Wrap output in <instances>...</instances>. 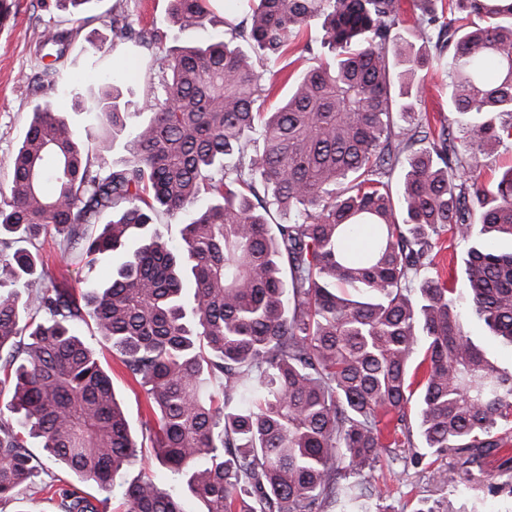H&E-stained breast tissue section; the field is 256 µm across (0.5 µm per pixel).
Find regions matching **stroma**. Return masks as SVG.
Instances as JSON below:
<instances>
[{
  "mask_svg": "<svg viewBox=\"0 0 512 512\" xmlns=\"http://www.w3.org/2000/svg\"><path fill=\"white\" fill-rule=\"evenodd\" d=\"M10 14L0 20V193L9 181L8 159L21 145L35 106L41 96L31 77L41 65L40 46L47 27L75 29L64 63L66 79L109 70L119 76L120 101L127 111H139L146 93L145 70L149 52L130 43L113 45L110 22L113 16L128 18L135 27L156 28L166 35L170 47L203 39L199 30L181 31L167 21L168 0H93L85 23H77L62 10L57 0H10ZM107 45L102 55L88 53L87 39ZM43 250L52 257L50 272L66 275L76 293H83L107 279L122 260L121 255L100 256L93 272L65 267L60 262L59 237L48 233L41 237ZM80 335L96 349L102 365L112 378L130 429L135 436L145 432L148 410L143 388L134 382L118 357L100 339L94 326H79ZM413 451L400 446L394 456L382 457L374 472L384 492L382 512H512V463L492 456L480 465L467 463L455 453L423 456L412 463Z\"/></svg>",
  "mask_w": 512,
  "mask_h": 512,
  "instance_id": "35a3bbf8",
  "label": "stroma"
}]
</instances>
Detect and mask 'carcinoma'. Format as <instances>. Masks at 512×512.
<instances>
[{"instance_id": "obj_1", "label": "carcinoma", "mask_w": 512, "mask_h": 512, "mask_svg": "<svg viewBox=\"0 0 512 512\" xmlns=\"http://www.w3.org/2000/svg\"><path fill=\"white\" fill-rule=\"evenodd\" d=\"M168 2L180 28L214 17L213 0ZM449 2L450 17L414 0L426 54L390 46L401 0H244L224 34L181 47L114 18L112 42L165 62L147 72L120 162L55 109L73 30L47 31L52 62L35 80L48 100L0 198V390L13 414L0 423V502L36 484L29 437L99 489L138 463L112 380L78 334L89 320L145 390L149 439L175 482H127L126 512H186L178 486L201 512H378L374 468L400 435L471 463L507 450L512 369L464 330L436 268L452 228L471 314L512 346V250L494 246L512 241V167L491 189L475 177L512 143V0ZM315 20L321 39L303 51L318 63L266 108L264 63ZM439 69L458 136L417 109L418 73ZM95 82L73 109L115 136L127 127L118 87ZM273 210L286 221L271 225ZM163 214L187 215L180 245L152 229ZM50 228L67 267L125 260L80 296L45 282ZM365 229L369 244L352 248ZM59 495L63 512H98L80 488Z\"/></svg>"}]
</instances>
